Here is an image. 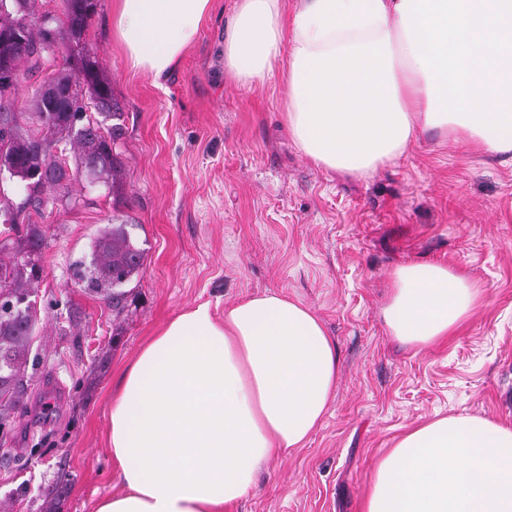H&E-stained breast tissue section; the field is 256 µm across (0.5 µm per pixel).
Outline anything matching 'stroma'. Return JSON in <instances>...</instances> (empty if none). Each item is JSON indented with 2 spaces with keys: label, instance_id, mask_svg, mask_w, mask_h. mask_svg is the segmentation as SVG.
<instances>
[{
  "label": "stroma",
  "instance_id": "stroma-1",
  "mask_svg": "<svg viewBox=\"0 0 512 512\" xmlns=\"http://www.w3.org/2000/svg\"><path fill=\"white\" fill-rule=\"evenodd\" d=\"M99 0L87 47L124 112L120 195L87 178L45 195L39 316L24 402L0 431V512H94L120 485L109 395L140 348L186 309L242 297L301 301L336 344V395L302 448L270 461L230 512H361L377 459L414 424L445 416L512 424V168L419 133L395 163L355 176L313 165L276 83L224 72L236 0H214L200 38L155 84L132 72ZM146 251L123 313L74 277L113 219ZM441 262L485 299L448 345L414 349L381 315L391 271Z\"/></svg>",
  "mask_w": 512,
  "mask_h": 512
}]
</instances>
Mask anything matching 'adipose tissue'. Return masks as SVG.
I'll use <instances>...</instances> for the list:
<instances>
[{
  "label": "adipose tissue",
  "instance_id": "1",
  "mask_svg": "<svg viewBox=\"0 0 512 512\" xmlns=\"http://www.w3.org/2000/svg\"><path fill=\"white\" fill-rule=\"evenodd\" d=\"M213 0H114L129 68L160 79L198 41ZM224 70L278 80L299 151L366 175L419 132L512 165V0H237ZM482 292L443 263L394 268L382 310L410 346L447 343ZM339 358L318 315L265 294L177 315L140 349L109 404L121 492L95 512H229L266 464L302 447L333 399ZM362 512H512V425L417 424L378 460Z\"/></svg>",
  "mask_w": 512,
  "mask_h": 512
}]
</instances>
